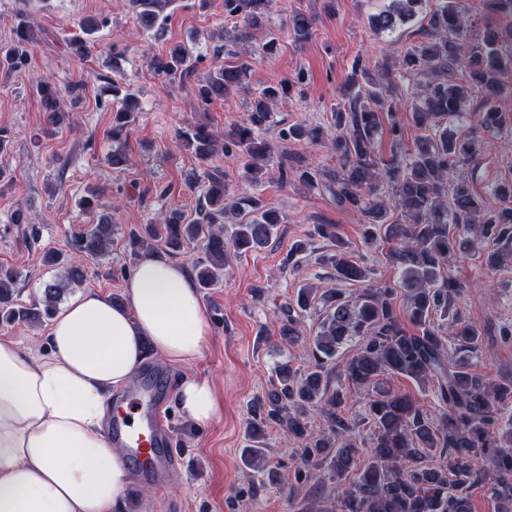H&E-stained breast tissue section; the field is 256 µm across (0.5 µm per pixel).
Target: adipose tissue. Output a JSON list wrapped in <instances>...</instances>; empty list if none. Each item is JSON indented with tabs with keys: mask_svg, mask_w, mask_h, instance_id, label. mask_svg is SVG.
I'll list each match as a JSON object with an SVG mask.
<instances>
[{
	"mask_svg": "<svg viewBox=\"0 0 512 512\" xmlns=\"http://www.w3.org/2000/svg\"><path fill=\"white\" fill-rule=\"evenodd\" d=\"M123 301L74 296L50 322L44 349L0 339V512H118L133 475L105 429L112 396L153 352L176 366L195 362L211 335L192 272L143 257ZM183 420L211 423L214 385L182 375Z\"/></svg>",
	"mask_w": 512,
	"mask_h": 512,
	"instance_id": "adipose-tissue-1",
	"label": "adipose tissue"
}]
</instances>
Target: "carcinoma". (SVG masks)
Here are the masks:
<instances>
[{"label": "carcinoma", "instance_id": "carcinoma-1", "mask_svg": "<svg viewBox=\"0 0 512 512\" xmlns=\"http://www.w3.org/2000/svg\"><path fill=\"white\" fill-rule=\"evenodd\" d=\"M426 0H393L389 10L370 17L376 32L392 31L411 20ZM167 0H129L138 25L162 38L169 15ZM273 0H224V13L242 19L244 29L234 41L243 44L238 62L225 63L198 74V57L175 44L166 54L152 59L154 71L171 80L195 84L204 105L221 100L245 87L252 55L246 42L248 27H257L270 14ZM486 22L481 34L468 35V10L461 0H440L430 15L423 39L410 45L397 60L372 66L362 57L354 59L343 84L341 102L333 109L336 137L333 148L337 166L320 171L304 168L298 180L328 192L336 204L358 216L361 245L373 248L381 240L395 243L389 250L400 270L399 288L415 331L409 332L394 306V289L368 288L356 297L336 288L321 294L325 315L314 336H302L301 317L315 299L313 289L302 288L280 309L278 336L290 345L306 341L314 364L299 372L289 363L278 365L270 391L250 404L248 445L243 449L245 466L280 481L271 467L264 442L265 431L280 426L288 439L298 443L295 484L326 471L329 479L348 482L337 497L340 512H471L470 490L489 486L497 512H512V429L498 428L503 411L512 406V379L496 380L477 373L471 359L481 346V333L458 319L448 323L454 351H449L435 317L448 318L461 294L459 283L448 269L454 258L469 253L476 241L487 243L481 256L488 269L496 270L512 260V180L493 186L489 195L474 192L468 179L454 177L484 149V145L461 128L463 106L470 87L482 91L480 123L493 129L512 124V85L503 81L512 71V0H482ZM315 18L295 11L288 32L302 43L312 37ZM33 22L22 21L17 41L0 52V70L17 72L27 68L29 55L21 48ZM468 74L470 85L454 81L456 71ZM420 78L417 100L411 107L414 125L420 131L409 158L398 152L383 159L375 151L382 113L393 118L391 131L399 132L393 110L395 74ZM301 75L272 80L260 89L251 111L217 143L216 135L203 125L178 132L182 148L209 163L219 155L246 159V175L252 182L268 170L273 150L263 132L273 124L272 105L291 96ZM83 85L59 88L51 81L39 86L43 122L49 134L56 132L64 117L59 111L63 93L80 97ZM120 109L112 124V139L120 138L137 115V96L117 80L107 87ZM284 141L314 143L322 130L302 124L279 132ZM229 188L219 170L209 174L198 203L199 218L188 221L182 211L172 209L155 224H144L129 234V261L120 274L130 272L145 255L164 249L174 253L185 244L203 242L204 256L193 263L198 287L213 288L223 278L230 258L266 247L277 225V211L255 196L229 200ZM401 211L409 223L387 222L390 208ZM114 224L108 213L97 224L74 238L75 250L86 258L100 259L112 245ZM318 236L336 246L328 257L336 279L364 281L369 270L353 259L347 243L332 224L316 225ZM42 261L63 268L60 279L46 285L43 299L29 307L16 299L18 273L0 267V324L24 322L41 325L50 320L65 291L82 284L88 275L81 261L66 262L62 253L47 250ZM357 340L353 356L338 363V373L356 390L373 388L366 396L365 419L373 433L368 463L357 467L356 423L344 413L347 395L329 391V365L338 349ZM398 374L421 385L432 386L439 411L431 415L408 395L379 387V377ZM317 409L325 427L309 432L307 411ZM482 459L485 468L475 467Z\"/></svg>", "mask_w": 512, "mask_h": 512}]
</instances>
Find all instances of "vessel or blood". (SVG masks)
I'll list each match as a JSON object with an SVG mask.
<instances>
[{"instance_id": "obj_1", "label": "vessel or blood", "mask_w": 512, "mask_h": 512, "mask_svg": "<svg viewBox=\"0 0 512 512\" xmlns=\"http://www.w3.org/2000/svg\"><path fill=\"white\" fill-rule=\"evenodd\" d=\"M164 391L161 371L149 365L137 375L127 407L114 410L112 440L122 448L140 477L165 481L173 467L174 442L162 423Z\"/></svg>"}]
</instances>
